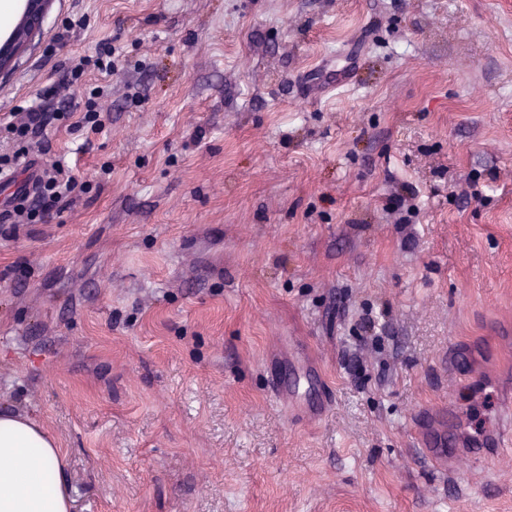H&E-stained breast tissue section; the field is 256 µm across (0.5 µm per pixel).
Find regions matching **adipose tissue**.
I'll return each mask as SVG.
<instances>
[{
  "instance_id": "ef3b65f1",
  "label": "adipose tissue",
  "mask_w": 512,
  "mask_h": 512,
  "mask_svg": "<svg viewBox=\"0 0 512 512\" xmlns=\"http://www.w3.org/2000/svg\"><path fill=\"white\" fill-rule=\"evenodd\" d=\"M61 451L34 419L0 413V512H70Z\"/></svg>"
}]
</instances>
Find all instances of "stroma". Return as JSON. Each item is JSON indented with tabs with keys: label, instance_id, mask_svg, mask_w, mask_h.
<instances>
[{
	"label": "stroma",
	"instance_id": "1",
	"mask_svg": "<svg viewBox=\"0 0 512 512\" xmlns=\"http://www.w3.org/2000/svg\"><path fill=\"white\" fill-rule=\"evenodd\" d=\"M50 85L105 127L48 126L90 187L0 232V412L72 512H512V448L470 452L512 397V0H50L0 119ZM445 410H428L417 423L414 425V431L417 435V444L421 448V453L425 460L437 469L444 470L448 461L449 469V455L443 449L444 444L433 434L430 425L445 418Z\"/></svg>",
	"mask_w": 512,
	"mask_h": 512
}]
</instances>
